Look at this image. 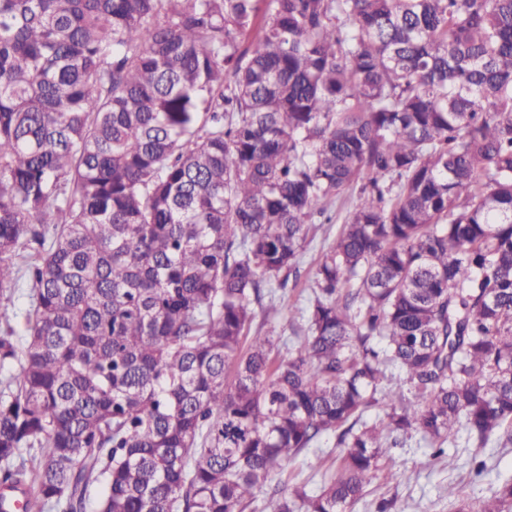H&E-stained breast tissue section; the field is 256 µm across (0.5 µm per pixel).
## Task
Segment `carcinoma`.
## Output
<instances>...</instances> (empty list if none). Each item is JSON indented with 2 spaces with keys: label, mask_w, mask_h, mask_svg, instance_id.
I'll use <instances>...</instances> for the list:
<instances>
[{
  "label": "carcinoma",
  "mask_w": 512,
  "mask_h": 512,
  "mask_svg": "<svg viewBox=\"0 0 512 512\" xmlns=\"http://www.w3.org/2000/svg\"><path fill=\"white\" fill-rule=\"evenodd\" d=\"M346 199L292 337L249 335ZM17 296L0 502L351 512L416 434L512 445V0H0ZM327 449H333V455L327 458V462L322 467L313 468L310 466V462L315 461V456L309 454L307 457H299L297 460L286 464L284 468L283 477L291 479V482L307 483V488L316 490L320 486L321 473L324 468L332 462L334 456H336L338 449L332 448V446L324 447Z\"/></svg>",
  "instance_id": "obj_1"
}]
</instances>
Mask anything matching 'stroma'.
Listing matches in <instances>:
<instances>
[{
	"instance_id": "stroma-1",
	"label": "stroma",
	"mask_w": 512,
	"mask_h": 512,
	"mask_svg": "<svg viewBox=\"0 0 512 512\" xmlns=\"http://www.w3.org/2000/svg\"><path fill=\"white\" fill-rule=\"evenodd\" d=\"M403 472L401 479L383 483L374 481L365 497L353 512H376L381 499L393 502L391 512H454L455 504L463 498L491 497L498 485L512 477V447L454 448L455 465L434 460L419 438L409 439L406 447L387 451ZM479 456L485 460L486 470L481 476L470 471V459Z\"/></svg>"
}]
</instances>
